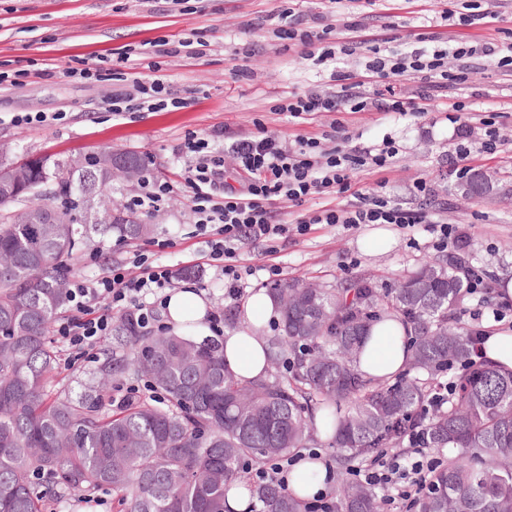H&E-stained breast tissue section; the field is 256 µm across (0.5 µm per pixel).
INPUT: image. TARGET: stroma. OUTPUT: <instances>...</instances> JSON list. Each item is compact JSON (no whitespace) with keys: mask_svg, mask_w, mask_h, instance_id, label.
I'll list each match as a JSON object with an SVG mask.
<instances>
[{"mask_svg":"<svg viewBox=\"0 0 512 512\" xmlns=\"http://www.w3.org/2000/svg\"><path fill=\"white\" fill-rule=\"evenodd\" d=\"M189 9L164 14L154 0H0V71L23 69L30 76L23 85H0V148L15 162L29 156L62 158L90 153L101 146L131 151L146 161V173L155 179L180 183L184 163L175 148L189 132L205 135L217 125L234 134L252 130L262 120L269 130L289 139L316 137L327 130L332 117L321 114L302 124L290 123L274 109L286 92L303 93L324 86L328 74L311 62L282 51L264 17L278 8L277 0H189ZM455 0H375L362 4L369 31L390 36H415L430 31L437 42L470 45L512 43V0H494L498 16L476 27L441 23L440 13L455 8ZM193 36L207 43L204 56L167 58L162 73L185 108L163 112H135L113 116L108 100L113 91L128 90L133 80L152 76L145 60L135 52L145 42H170ZM263 45V52L245 59L248 79H234L233 54L245 42ZM131 50L124 67L126 81L87 83L63 77L62 67L73 58L98 62ZM468 79L460 93L474 118L459 125L446 112L432 111L414 117L395 112H344L340 119L354 145L371 148L383 138H393L401 153L391 169L364 170L356 176L362 189L384 188L405 206L417 207L412 182L431 181L430 207L443 208L445 218L467 225L472 238L470 260L487 269L494 280L512 276V76L490 65L487 57L469 59ZM497 112L502 144L498 153L477 155L475 170L487 174L493 189L483 196H467L463 182L448 169V157L460 140L479 147L484 127L478 117L488 109ZM16 112H62L65 120L46 125L18 127L10 118ZM150 220L152 231L137 241L119 236L93 238L76 253L78 274L99 275L92 256L98 251L123 261L132 246L155 252L159 262L174 265L193 262L187 283L200 291L209 310L230 307L240 316L241 303L226 304L224 283L210 268L196 264L201 245L194 235V219L186 192L173 197L169 208ZM373 227L346 229L339 224H314L300 238L280 239L275 255L259 246L243 249V265L254 273L247 293L268 290L264 267L276 263L283 278L305 277L320 285H339L356 277L371 278L391 286L398 275L434 259L427 225L401 229L390 226L391 243L376 253L364 243ZM171 240V247L158 243ZM49 343L57 355L56 387L73 393L85 391L98 364H71L67 347L57 338Z\"/></svg>","mask_w":512,"mask_h":512,"instance_id":"1","label":"stroma"}]
</instances>
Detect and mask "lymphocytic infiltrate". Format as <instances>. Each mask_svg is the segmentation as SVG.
<instances>
[{"instance_id":"1","label":"lymphocytic infiltrate","mask_w":512,"mask_h":512,"mask_svg":"<svg viewBox=\"0 0 512 512\" xmlns=\"http://www.w3.org/2000/svg\"><path fill=\"white\" fill-rule=\"evenodd\" d=\"M273 33L285 50L298 58L328 67L324 88L289 93L277 104V111L289 118L308 120L329 112H402L421 115L440 107L451 122L460 121L466 105L459 99L445 101L448 88L465 80V61L476 52L490 57L497 68L512 73V46L476 49L459 43L443 49L426 46H391L388 37H368L367 26L358 16L343 14L338 25L324 23L322 14L303 15L294 7L276 10ZM194 39L175 43H150L144 48L156 76L137 81L131 90L113 93L109 102L114 115L130 112H159L181 109L184 98L174 94L160 76L159 58L180 53L200 54ZM359 53L366 62L362 73L342 69L343 57ZM421 76L427 87L405 97L398 85ZM213 134L186 135L176 153L184 161L183 185L190 191L191 209L196 217L195 234L200 237V256L224 279V296L237 300L243 293L244 270L239 262L243 245L252 243L274 250L276 242L288 235H304L313 224H393L408 228L430 227L433 247L439 252L468 251L471 236L462 224H451L440 214L425 208L403 206L382 191L357 188L355 174L365 169L390 168L399 149L385 141L376 151L353 146L342 122L331 123L321 136L301 138L288 144L264 125L255 133L240 136L228 146ZM351 194L345 207L325 204L309 210L305 204L316 196ZM292 205L281 212V203ZM180 273L156 262L146 251L133 250L129 259L107 264L97 279L76 278L69 282L68 309L53 325L76 362L94 361L97 345L112 332V315L132 310L145 330H152L158 310L167 300ZM449 389L439 385L413 416V427L397 453L383 451L359 459L353 472L375 488L387 512H404V504H415L429 487V478L442 460L428 448V424L432 416L448 405Z\"/></svg>"}]
</instances>
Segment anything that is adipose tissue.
Segmentation results:
<instances>
[{
	"mask_svg": "<svg viewBox=\"0 0 512 512\" xmlns=\"http://www.w3.org/2000/svg\"><path fill=\"white\" fill-rule=\"evenodd\" d=\"M277 307L272 297L260 291L244 305V324L224 338L225 362L239 379L250 381L265 375L267 356L264 341L255 330L261 320L273 318ZM208 309L203 298L193 289L182 288L170 292L165 316L168 325H182L186 318L204 321ZM405 327L388 321L374 325L366 339L359 358L360 370L369 376H390L400 371L409 352L402 341Z\"/></svg>",
	"mask_w": 512,
	"mask_h": 512,
	"instance_id": "adipose-tissue-1",
	"label": "adipose tissue"
}]
</instances>
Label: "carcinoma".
<instances>
[{
  "label": "carcinoma",
  "instance_id": "cac0c4a2",
  "mask_svg": "<svg viewBox=\"0 0 512 512\" xmlns=\"http://www.w3.org/2000/svg\"><path fill=\"white\" fill-rule=\"evenodd\" d=\"M22 170L21 189L0 200V512H45L48 499L63 505L100 490L115 494L119 512H226L233 487L255 499L247 512H304L294 490L254 487L249 465L307 447L317 413L345 469L399 448L410 416L451 368L455 392L430 423L428 447L457 454L433 473L419 512H512V369L469 359L473 335L457 315L461 261L427 260L388 290L362 278L310 299L301 277L269 289L282 328L268 340V366L291 363L280 379L243 383L222 341L153 339L129 314L117 330L122 363H112L109 342L97 386L57 394L47 337L66 308L71 256L92 234L138 238L149 228L125 210L93 211L91 198L112 193L120 174L92 155ZM48 188L61 204L43 213ZM386 319L407 326L413 377L358 369L365 336ZM128 366L152 378L163 402L109 413L112 374ZM334 495L337 512H380L376 491L347 472Z\"/></svg>",
  "mask_w": 512,
  "mask_h": 512
}]
</instances>
